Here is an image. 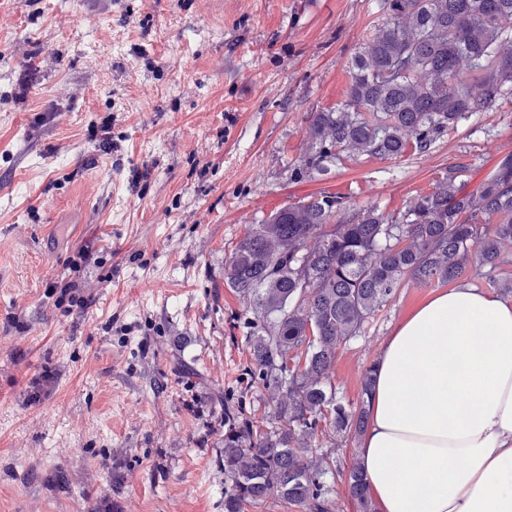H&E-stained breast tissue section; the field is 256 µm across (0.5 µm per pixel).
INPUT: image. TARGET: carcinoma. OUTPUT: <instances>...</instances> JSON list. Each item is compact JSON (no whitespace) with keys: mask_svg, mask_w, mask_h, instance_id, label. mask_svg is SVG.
<instances>
[{"mask_svg":"<svg viewBox=\"0 0 512 512\" xmlns=\"http://www.w3.org/2000/svg\"><path fill=\"white\" fill-rule=\"evenodd\" d=\"M381 23L350 66L346 99L309 117L296 180L327 175L344 157L424 153L476 112L512 103V0H376ZM464 165L398 216L377 205L355 212L332 193L285 205L255 224L224 265V282L249 304L252 377L273 406L274 425L254 427L224 404V512L272 499L332 512L318 452L322 423L355 439L367 419L366 369L357 405L330 380L336 351L406 282L486 279L512 261V152L475 190ZM345 480L359 512H376L360 467Z\"/></svg>","mask_w":512,"mask_h":512,"instance_id":"carcinoma-1","label":"carcinoma"}]
</instances>
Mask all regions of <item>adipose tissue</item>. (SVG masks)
I'll return each mask as SVG.
<instances>
[{"mask_svg": "<svg viewBox=\"0 0 512 512\" xmlns=\"http://www.w3.org/2000/svg\"><path fill=\"white\" fill-rule=\"evenodd\" d=\"M366 410L377 512H512V298L433 293L385 337Z\"/></svg>", "mask_w": 512, "mask_h": 512, "instance_id": "adipose-tissue-1", "label": "adipose tissue"}]
</instances>
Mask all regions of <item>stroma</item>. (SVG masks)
Wrapping results in <instances>:
<instances>
[{"label":"stroma","instance_id":"35a3bbf8","mask_svg":"<svg viewBox=\"0 0 512 512\" xmlns=\"http://www.w3.org/2000/svg\"><path fill=\"white\" fill-rule=\"evenodd\" d=\"M378 21L375 0H0V512H224V406L272 415L224 284L237 242L318 192L390 213L458 163L472 191L512 152L509 103L294 181ZM441 288L406 283L337 350L338 398ZM317 445L358 512L354 442Z\"/></svg>","mask_w":512,"mask_h":512}]
</instances>
